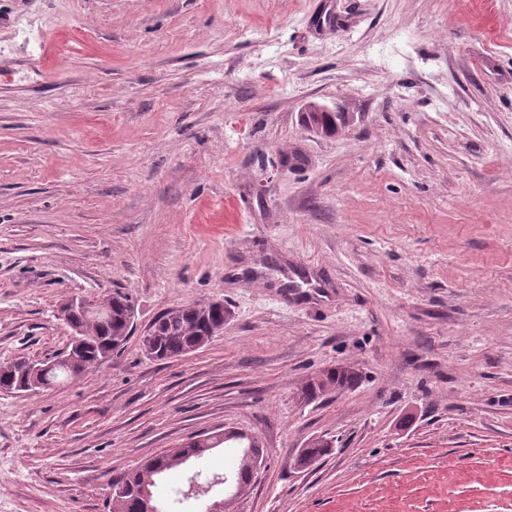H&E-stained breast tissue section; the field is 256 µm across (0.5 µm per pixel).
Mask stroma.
Segmentation results:
<instances>
[{"label":"stroma","instance_id":"35a3bbf8","mask_svg":"<svg viewBox=\"0 0 512 512\" xmlns=\"http://www.w3.org/2000/svg\"><path fill=\"white\" fill-rule=\"evenodd\" d=\"M311 102L348 122L309 131ZM117 291L122 351L0 392V512H109L227 428L264 450L249 491L176 497L235 473L223 446L165 512H512V0H0V365ZM216 301L207 345L144 353ZM336 367L353 386L308 395ZM213 304L182 307L162 313L149 329L151 340L142 341L144 352L157 359H171L195 351L202 336H209V328L223 319L224 308ZM209 307L208 309H206ZM206 444L196 441H190L175 451L157 456L146 461L132 474L123 477V489L121 492L115 491L112 494L110 512H140L139 495L143 488H149L153 493V488L157 482L167 472L188 463L191 459H198L205 453L219 448L228 442H237L244 444L243 454L239 463V473L236 479V494L241 495L247 491L251 482L252 456L255 458L263 457V450L255 438L252 440L243 437H232L225 433H212ZM246 441V443H244ZM251 449V455L248 451Z\"/></svg>","mask_w":512,"mask_h":512}]
</instances>
